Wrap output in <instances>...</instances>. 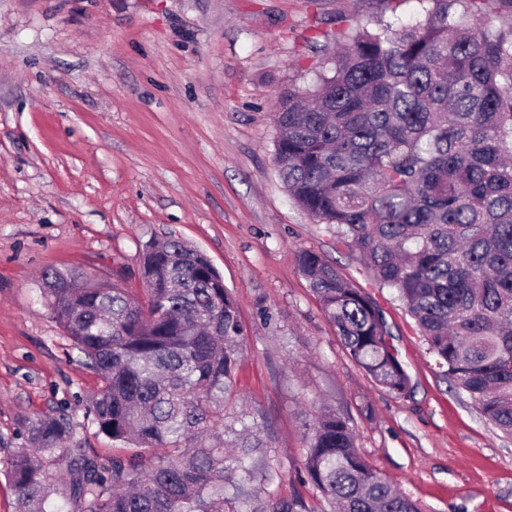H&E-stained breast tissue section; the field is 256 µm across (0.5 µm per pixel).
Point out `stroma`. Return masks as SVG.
I'll use <instances>...</instances> for the list:
<instances>
[{
    "mask_svg": "<svg viewBox=\"0 0 512 512\" xmlns=\"http://www.w3.org/2000/svg\"><path fill=\"white\" fill-rule=\"evenodd\" d=\"M417 0H0V512L23 419L65 413L102 464L122 444L87 409L98 389L53 319L41 275L76 269L142 295L145 244L204 252L236 297L245 409L268 417L280 483L253 500L320 512L302 469L323 406L422 512H512V439L438 368L395 290L301 210L274 162L272 114L325 71L341 27L401 24ZM324 255L383 310L411 378L395 396L349 356L301 275Z\"/></svg>",
    "mask_w": 512,
    "mask_h": 512,
    "instance_id": "35a3bbf8",
    "label": "stroma"
}]
</instances>
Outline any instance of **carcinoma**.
Wrapping results in <instances>:
<instances>
[{
    "instance_id": "cac0c4a2",
    "label": "carcinoma",
    "mask_w": 512,
    "mask_h": 512,
    "mask_svg": "<svg viewBox=\"0 0 512 512\" xmlns=\"http://www.w3.org/2000/svg\"><path fill=\"white\" fill-rule=\"evenodd\" d=\"M415 21L350 27L330 73L273 114L274 160L296 204L397 292L436 364L512 436V0H417ZM298 266L351 358L398 397L410 377L377 303L323 255ZM138 298L119 283L52 271L53 318L101 386L98 430L135 452L71 456L63 413L25 419L29 441L63 468L83 512H254L281 481L266 418L228 416L244 351L238 303L211 260L178 238L142 256ZM303 469L328 512H420L361 456L349 417L306 425ZM16 512H62L45 465L10 460ZM270 497L260 512H299Z\"/></svg>"
}]
</instances>
